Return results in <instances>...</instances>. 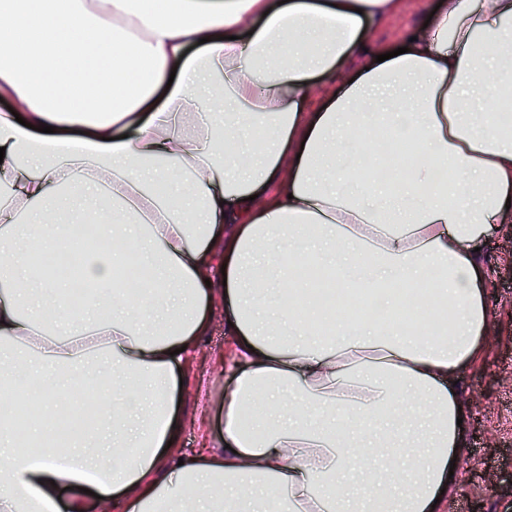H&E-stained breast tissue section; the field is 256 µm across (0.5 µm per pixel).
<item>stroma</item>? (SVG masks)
Listing matches in <instances>:
<instances>
[{
    "label": "stroma",
    "mask_w": 512,
    "mask_h": 512,
    "mask_svg": "<svg viewBox=\"0 0 512 512\" xmlns=\"http://www.w3.org/2000/svg\"><path fill=\"white\" fill-rule=\"evenodd\" d=\"M436 0H402L399 11L374 26L369 41L394 47L408 27L423 23ZM480 260L487 272L484 298L489 316L488 347L459 380L469 418L461 455V480L454 483L444 512H512V490L489 491L486 470L512 472V228L485 237ZM232 342L224 329V306L215 303L209 333L187 373L183 389L185 421L178 450L190 456L224 428V388L232 379Z\"/></svg>",
    "instance_id": "stroma-1"
}]
</instances>
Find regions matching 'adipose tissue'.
<instances>
[{"mask_svg":"<svg viewBox=\"0 0 512 512\" xmlns=\"http://www.w3.org/2000/svg\"><path fill=\"white\" fill-rule=\"evenodd\" d=\"M399 7L0 0V383L56 411L120 382L41 463L0 428V512H85L91 491L104 512H441L463 444L454 382L489 330L475 249L512 224V122L493 107L512 0H441L377 62L369 30ZM378 127L420 147L402 191L341 158ZM75 206L152 270L137 299L113 283L120 250L88 264L97 311L31 277ZM302 264L407 320L296 307ZM218 298L238 373L220 438L184 459L181 383Z\"/></svg>","mask_w":512,"mask_h":512,"instance_id":"obj_1","label":"adipose tissue"}]
</instances>
